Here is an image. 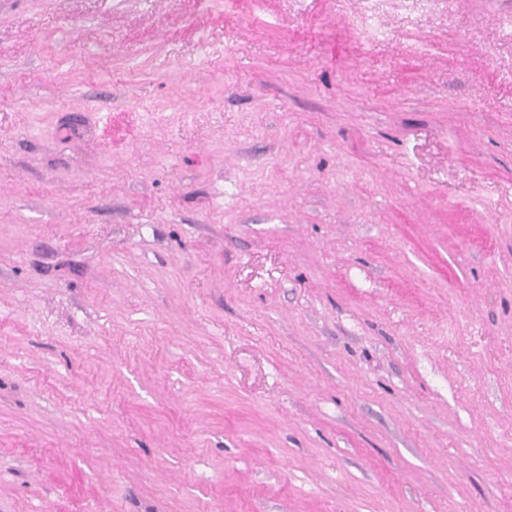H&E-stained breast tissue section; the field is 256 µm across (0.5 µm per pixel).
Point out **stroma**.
<instances>
[{
  "mask_svg": "<svg viewBox=\"0 0 512 512\" xmlns=\"http://www.w3.org/2000/svg\"><path fill=\"white\" fill-rule=\"evenodd\" d=\"M0 512H512V0H0Z\"/></svg>",
  "mask_w": 512,
  "mask_h": 512,
  "instance_id": "obj_1",
  "label": "stroma"
}]
</instances>
